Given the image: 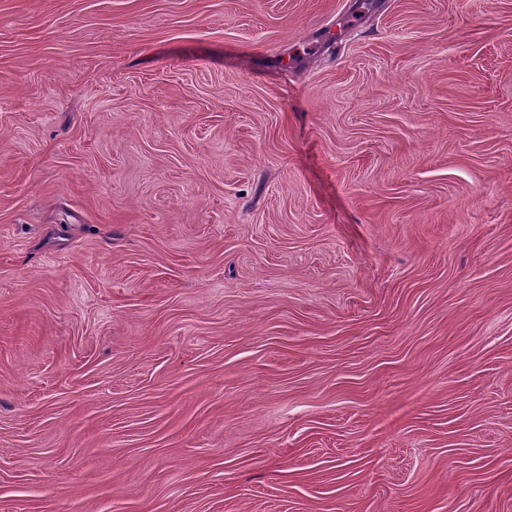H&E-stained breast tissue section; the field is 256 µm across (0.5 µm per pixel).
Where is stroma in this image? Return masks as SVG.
<instances>
[{
  "label": "stroma",
  "mask_w": 512,
  "mask_h": 512,
  "mask_svg": "<svg viewBox=\"0 0 512 512\" xmlns=\"http://www.w3.org/2000/svg\"><path fill=\"white\" fill-rule=\"evenodd\" d=\"M0 512H512V0H0Z\"/></svg>",
  "instance_id": "1"
}]
</instances>
